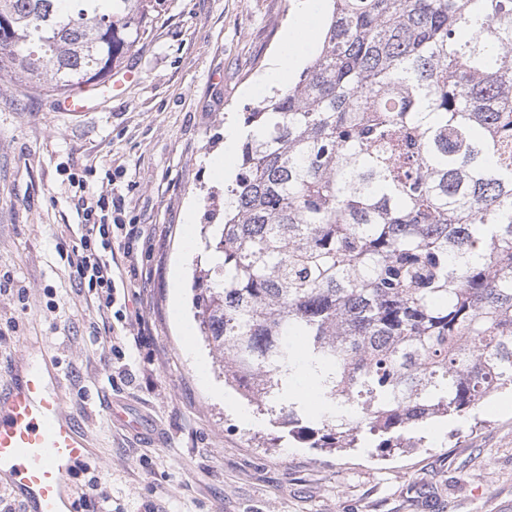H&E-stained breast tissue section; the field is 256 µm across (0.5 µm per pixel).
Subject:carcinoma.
Segmentation results:
<instances>
[{
    "mask_svg": "<svg viewBox=\"0 0 512 512\" xmlns=\"http://www.w3.org/2000/svg\"><path fill=\"white\" fill-rule=\"evenodd\" d=\"M158 6L0 0V72L100 85ZM245 124L198 312L226 384L314 448H400L512 390V0H329Z\"/></svg>",
    "mask_w": 512,
    "mask_h": 512,
    "instance_id": "1",
    "label": "carcinoma"
}]
</instances>
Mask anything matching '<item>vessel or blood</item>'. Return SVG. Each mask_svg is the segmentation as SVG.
Instances as JSON below:
<instances>
[{"instance_id":"1","label":"vessel or blood","mask_w":512,"mask_h":512,"mask_svg":"<svg viewBox=\"0 0 512 512\" xmlns=\"http://www.w3.org/2000/svg\"><path fill=\"white\" fill-rule=\"evenodd\" d=\"M91 99L86 91L70 93L56 98L53 109L85 112ZM60 387L56 374L29 365L12 367L0 389V482L27 512H72L71 478L91 454Z\"/></svg>"}]
</instances>
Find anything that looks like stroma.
<instances>
[{"label": "stroma", "mask_w": 512, "mask_h": 512, "mask_svg": "<svg viewBox=\"0 0 512 512\" xmlns=\"http://www.w3.org/2000/svg\"><path fill=\"white\" fill-rule=\"evenodd\" d=\"M294 0H165L125 58L140 79L79 115L0 73V369L38 354L94 450L74 512H512V392L422 426L408 447L315 448L226 388L200 338L203 227L224 221L240 149L225 124L271 96ZM229 154L225 174L212 160ZM137 227L122 320L100 316L67 255L73 172ZM126 356L111 359V335ZM117 405L139 420L109 415Z\"/></svg>", "instance_id": "1"}]
</instances>
